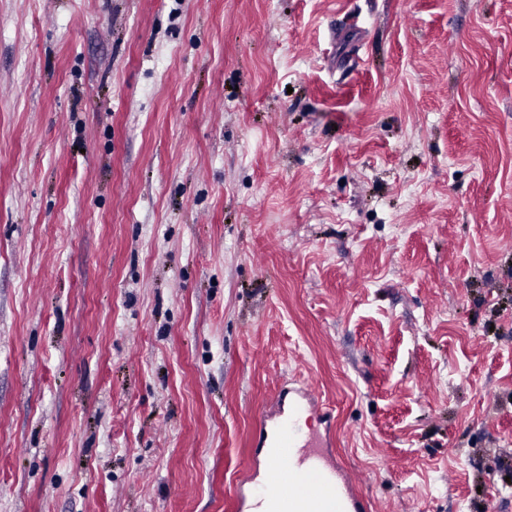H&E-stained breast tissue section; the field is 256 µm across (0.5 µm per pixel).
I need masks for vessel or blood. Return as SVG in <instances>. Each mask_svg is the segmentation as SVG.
Here are the masks:
<instances>
[{
	"label": "vessel or blood",
	"mask_w": 512,
	"mask_h": 512,
	"mask_svg": "<svg viewBox=\"0 0 512 512\" xmlns=\"http://www.w3.org/2000/svg\"><path fill=\"white\" fill-rule=\"evenodd\" d=\"M325 413L311 383L279 388L256 420L248 486L236 493V512H369L327 439L302 435L303 423Z\"/></svg>",
	"instance_id": "obj_1"
}]
</instances>
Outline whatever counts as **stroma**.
Here are the masks:
<instances>
[{
	"label": "stroma",
	"mask_w": 512,
	"mask_h": 512,
	"mask_svg": "<svg viewBox=\"0 0 512 512\" xmlns=\"http://www.w3.org/2000/svg\"><path fill=\"white\" fill-rule=\"evenodd\" d=\"M512 0H0V512H235L308 380L372 512H512Z\"/></svg>",
	"instance_id": "1"
}]
</instances>
